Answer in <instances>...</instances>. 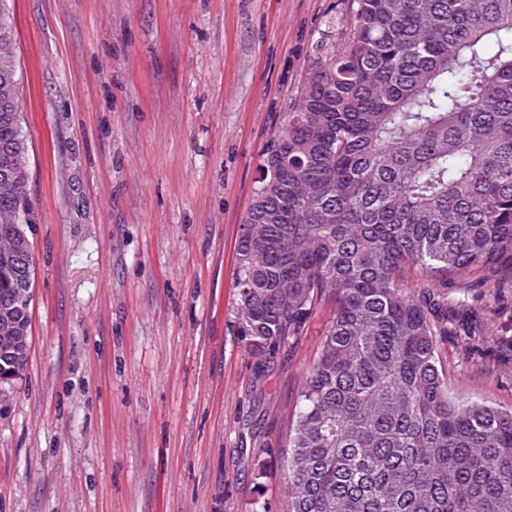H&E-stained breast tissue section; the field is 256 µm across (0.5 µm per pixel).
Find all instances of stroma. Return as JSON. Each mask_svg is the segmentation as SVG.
Wrapping results in <instances>:
<instances>
[{
	"mask_svg": "<svg viewBox=\"0 0 512 512\" xmlns=\"http://www.w3.org/2000/svg\"><path fill=\"white\" fill-rule=\"evenodd\" d=\"M35 293L0 416V512H289L272 468L334 305L259 370L236 247L262 156L353 0H10ZM439 339L457 397L512 405V299ZM29 344L20 347L11 360L0 359V386L11 385L26 369L29 358Z\"/></svg>",
	"mask_w": 512,
	"mask_h": 512,
	"instance_id": "obj_1",
	"label": "stroma"
}]
</instances>
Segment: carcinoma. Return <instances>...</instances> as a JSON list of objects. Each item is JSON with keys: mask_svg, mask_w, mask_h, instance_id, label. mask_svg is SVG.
<instances>
[{"mask_svg": "<svg viewBox=\"0 0 512 512\" xmlns=\"http://www.w3.org/2000/svg\"><path fill=\"white\" fill-rule=\"evenodd\" d=\"M263 159L238 239L240 333L271 362L315 306L335 313L278 456L290 512H512V407L453 398L440 319L483 335L436 288L512 289V0H354ZM14 42L0 0V45ZM13 56H0V233L29 205ZM17 266L0 261L4 314ZM29 346L0 359V384Z\"/></svg>", "mask_w": 512, "mask_h": 512, "instance_id": "cac0c4a2", "label": "carcinoma"}]
</instances>
